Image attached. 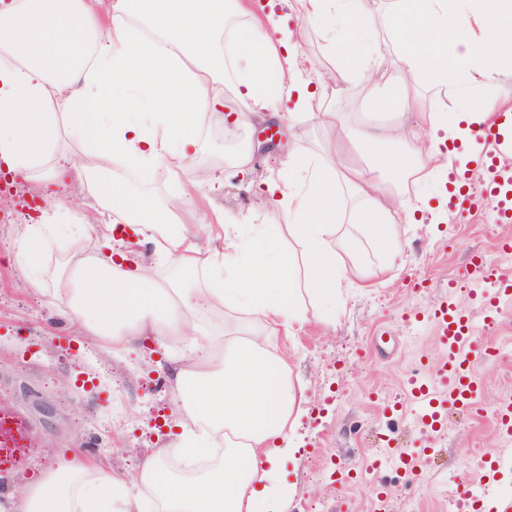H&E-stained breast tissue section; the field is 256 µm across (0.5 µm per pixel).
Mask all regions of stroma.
Segmentation results:
<instances>
[{
  "label": "stroma",
  "mask_w": 512,
  "mask_h": 512,
  "mask_svg": "<svg viewBox=\"0 0 512 512\" xmlns=\"http://www.w3.org/2000/svg\"><path fill=\"white\" fill-rule=\"evenodd\" d=\"M390 6L391 0H371L370 12L381 68L394 72L400 61ZM289 24L307 77L339 61L341 50L323 29L296 11ZM333 106L347 122L403 121L409 135L390 147L400 164L384 187L387 195L406 199L441 190L440 172L418 182L415 171L426 158L410 135L417 116L402 112L388 86L346 83ZM275 129L270 147L256 149L251 167L233 179L223 173L240 134L209 121L199 127L200 153L179 179L162 162L147 177L129 172L125 178L139 193L164 198L205 166L222 183L200 202V212L222 210L226 222L245 228L266 224L273 207L262 187L287 161L289 147L315 152L331 134L307 111L293 125L276 120ZM33 199L30 185L12 184L0 219V410L20 415L30 444L22 467L0 470V495L36 480L74 448L113 470L132 469L167 444L156 420L177 410L163 356L140 340L115 346L87 335L77 321L58 316L48 289L33 287L8 262ZM394 231L402 245L395 260L359 244L356 258L366 273L361 286L344 289L335 311L275 339L291 355L293 377L307 387L308 407L297 427L299 450L286 466L290 490L276 512H448L449 497L487 479L512 495V441L501 435L495 415L512 398V354H485L494 345L512 344V297L502 298L498 311H485L472 264L478 255L487 267L503 269L496 245L512 236V223L496 222L479 204L449 210L440 223L412 224L399 213ZM446 301L474 318L476 332L464 353L488 413L452 410L434 433L407 404L406 385L419 363L433 368L442 359L436 327L426 316ZM386 447L418 456L420 478L408 481L391 465L379 477L367 476L373 457Z\"/></svg>",
  "instance_id": "35a3bbf8"
}]
</instances>
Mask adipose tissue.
<instances>
[{
	"instance_id": "adipose-tissue-1",
	"label": "adipose tissue",
	"mask_w": 512,
	"mask_h": 512,
	"mask_svg": "<svg viewBox=\"0 0 512 512\" xmlns=\"http://www.w3.org/2000/svg\"><path fill=\"white\" fill-rule=\"evenodd\" d=\"M362 0H279L259 10L254 0H0V160L41 191L47 207L15 243L11 260L35 287L52 283V296L85 331L115 344L138 336L163 343L183 339L186 354L170 358L179 432L135 473L87 463L79 455L0 499V512H144L152 495L157 512H271L288 486L284 464L296 452L295 431L305 414L306 387L294 382L287 353L270 350L269 336L292 332L309 313L333 306L344 285L363 278L349 257L356 237L389 255L401 251L393 215L413 216L426 201L393 200L383 191L398 166L383 151L402 138V124L345 126L364 151L354 174L341 167L335 140L319 152L295 148L288 173L266 185L280 224L249 232L215 213L219 249L199 243L197 201L215 178L197 173L177 195L159 202L132 193L121 170L148 173L165 162L172 176L200 151L203 118L266 120L283 100H297L325 126L340 125L330 109L336 88L354 79L372 84L377 44ZM335 34L347 30L341 64L324 70L317 89L297 68L298 50L285 11ZM392 24L402 67L388 83L407 111L419 109L415 91L433 78L456 79L465 103L452 114L422 116L418 150L437 168L457 151L446 140L469 142L480 126L512 104L475 96L497 69L512 68V0H393ZM231 65L235 107L225 110L215 74ZM83 144L86 165L61 143ZM80 183L97 215L70 225L66 258L40 265L70 209L63 189ZM357 203L349 225L338 218L345 199ZM100 241L108 260L88 254ZM302 247L300 259L282 251ZM150 244L174 270L160 282L128 260L122 244ZM223 311L232 326L216 333L205 314ZM222 449L212 467L184 479L163 462L185 466Z\"/></svg>"
}]
</instances>
